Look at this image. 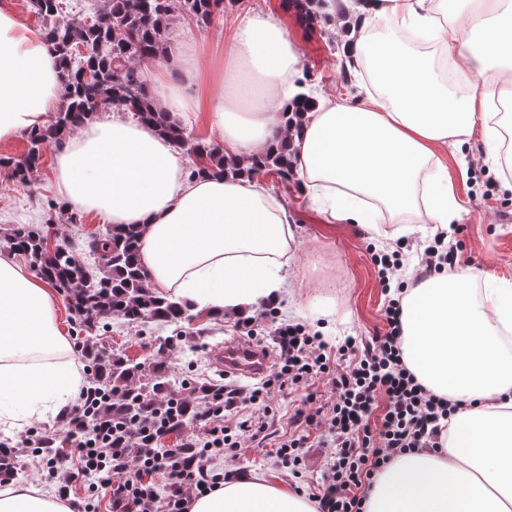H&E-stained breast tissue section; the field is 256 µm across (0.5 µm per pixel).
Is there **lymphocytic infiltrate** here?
<instances>
[{"mask_svg": "<svg viewBox=\"0 0 512 512\" xmlns=\"http://www.w3.org/2000/svg\"><path fill=\"white\" fill-rule=\"evenodd\" d=\"M407 286L400 281L388 301L385 333L368 339L349 336L333 348L298 323L272 328L274 369L251 389L210 387L196 412L198 434L184 447H165L169 424L157 411L122 429L99 424L89 415L91 391L83 389L66 430L70 457L79 462L72 481L85 482L94 497H111L115 512H187L191 494L227 479L217 468L225 449L257 435L251 420L227 425L228 413L268 408L273 390L286 387L303 399L292 417L297 431L280 442L277 457L296 469L304 448L325 449L322 483L312 495L317 512H364L376 474L407 450L436 447L442 423L462 406L430 393L403 359L400 293ZM321 377L331 390L320 401L310 386ZM159 470L170 477L163 489L152 478Z\"/></svg>", "mask_w": 512, "mask_h": 512, "instance_id": "obj_1", "label": "lymphocytic infiltrate"}]
</instances>
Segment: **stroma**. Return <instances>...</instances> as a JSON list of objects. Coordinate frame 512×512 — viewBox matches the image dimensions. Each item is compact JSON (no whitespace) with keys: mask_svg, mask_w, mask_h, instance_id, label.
I'll list each match as a JSON object with an SVG mask.
<instances>
[{"mask_svg":"<svg viewBox=\"0 0 512 512\" xmlns=\"http://www.w3.org/2000/svg\"><path fill=\"white\" fill-rule=\"evenodd\" d=\"M262 10L281 13L288 36L299 51L305 83L329 95L343 92L349 80L338 55L340 35L335 19L318 13L309 21H301L296 10L286 7L285 0H224L223 11L207 26L178 18L171 21L166 36L187 43H215L223 40L227 20ZM58 151L55 143H46L43 163L25 186L16 184L9 171L0 167V228L35 224L58 240L75 236L80 230H104V223L93 214H82L77 226L60 216L57 205L62 198L54 178ZM440 156L453 178L461 209L462 228L448 235L449 242L459 245V267L474 269L497 284H512V189L507 178L502 171L484 164L477 134L461 145L441 149ZM262 183L277 194L293 216L298 251L288 276L304 286L301 305L320 301L335 310V321L324 331V338L335 344L348 336L369 337L383 332L386 295L371 260L373 241L368 232L352 224L330 222L303 194L299 179L284 182L267 176ZM237 320L234 314L217 319L198 310L192 320L182 322L184 335L179 338L165 326H138L116 318L111 329L100 336L99 344L112 355L122 354L146 364L165 363L173 388L195 404L203 395L192 392L191 383L224 384V376L212 365L209 353L236 336ZM270 406L272 414L263 437L234 449L230 466L310 494L321 477L324 451L310 449L305 471L294 477L282 467L276 449L292 430L289 418L296 397L285 391L274 393Z\"/></svg>","mask_w":512,"mask_h":512,"instance_id":"obj_1","label":"stroma"}]
</instances>
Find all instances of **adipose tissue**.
Segmentation results:
<instances>
[{
  "label": "adipose tissue",
  "mask_w": 512,
  "mask_h": 512,
  "mask_svg": "<svg viewBox=\"0 0 512 512\" xmlns=\"http://www.w3.org/2000/svg\"><path fill=\"white\" fill-rule=\"evenodd\" d=\"M504 0H476L466 16L445 0H322L345 26L350 74L383 73L371 90L321 98L286 132L281 114L298 92L302 63L279 14L232 22L224 40L186 50L164 44L150 73L168 115L202 119L207 141L241 161L289 138L301 189L332 221L376 238L388 225L452 223L448 171L435 149L482 131L483 160L499 164L512 104V14ZM427 35L431 50L411 46ZM451 63L440 75L437 54ZM58 63L42 31L0 9V143L44 128L59 103ZM191 160L153 126L110 112L79 126L58 154L55 181L72 209L141 229L148 286L219 317L289 296L296 254L292 218L278 196L247 178L191 175ZM459 270L422 280L404 300V358L431 392L464 408L439 447L398 456L377 474L366 512H512V288L481 286ZM65 339L55 293L0 256V420L14 427L67 407L82 376L55 358ZM0 512H71L29 489L0 491ZM189 512H315L287 486L257 474L192 498Z\"/></svg>",
  "instance_id": "ef3b65f1"
}]
</instances>
